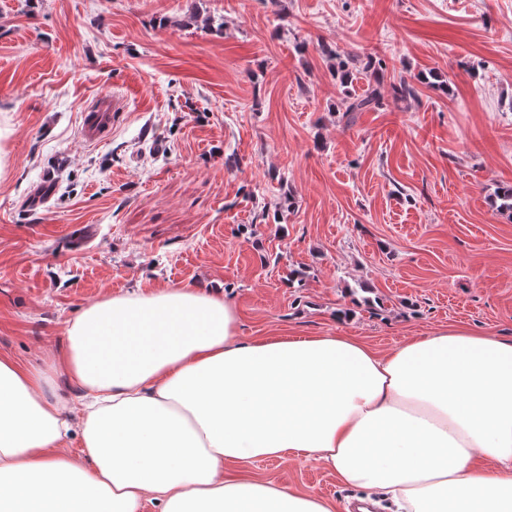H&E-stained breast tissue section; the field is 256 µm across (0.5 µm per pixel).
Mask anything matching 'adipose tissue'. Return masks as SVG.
<instances>
[{
    "mask_svg": "<svg viewBox=\"0 0 512 512\" xmlns=\"http://www.w3.org/2000/svg\"><path fill=\"white\" fill-rule=\"evenodd\" d=\"M65 336L45 366L0 358V512H338L228 470L300 456L398 512H512V340L246 341L222 293L183 286L103 298Z\"/></svg>",
    "mask_w": 512,
    "mask_h": 512,
    "instance_id": "1",
    "label": "adipose tissue"
}]
</instances>
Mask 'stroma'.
<instances>
[{"label":"stroma","instance_id":"35a3bbf8","mask_svg":"<svg viewBox=\"0 0 512 512\" xmlns=\"http://www.w3.org/2000/svg\"><path fill=\"white\" fill-rule=\"evenodd\" d=\"M428 72L446 90L389 98ZM102 94L127 104L89 144ZM1 127L0 357L45 365L87 305L165 285L222 286L247 339L512 340V0H0ZM241 472L358 496L303 457ZM345 112L346 116H350L353 112H363L366 110L380 109L384 106V96L380 86H376L368 91L364 96L353 97L350 94L346 96Z\"/></svg>","mask_w":512,"mask_h":512}]
</instances>
